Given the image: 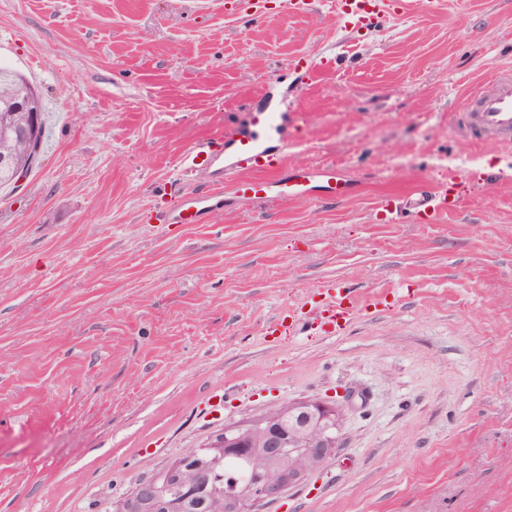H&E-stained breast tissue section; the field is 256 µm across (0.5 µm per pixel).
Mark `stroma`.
Returning a JSON list of instances; mask_svg holds the SVG:
<instances>
[{
    "label": "stroma",
    "mask_w": 512,
    "mask_h": 512,
    "mask_svg": "<svg viewBox=\"0 0 512 512\" xmlns=\"http://www.w3.org/2000/svg\"><path fill=\"white\" fill-rule=\"evenodd\" d=\"M313 2L0 0V62L45 104L40 161L0 197V512H106L305 399L344 407L343 446L259 512H512V145L452 120L512 64V0H401L362 30ZM267 107L285 168L336 165L352 193L227 189L164 223L207 180L180 155ZM445 181L456 211L386 217ZM338 278L385 307L270 331ZM210 197L206 193L182 197L173 209L171 224H203L208 214Z\"/></svg>",
    "instance_id": "35a3bbf8"
}]
</instances>
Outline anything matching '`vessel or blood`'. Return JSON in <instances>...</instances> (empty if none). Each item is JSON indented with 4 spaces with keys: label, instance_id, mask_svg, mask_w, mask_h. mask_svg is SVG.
Wrapping results in <instances>:
<instances>
[{
    "label": "vessel or blood",
    "instance_id": "b4317fda",
    "mask_svg": "<svg viewBox=\"0 0 512 512\" xmlns=\"http://www.w3.org/2000/svg\"><path fill=\"white\" fill-rule=\"evenodd\" d=\"M384 7L383 0H336V14L346 23L371 25ZM457 124L472 141L512 143V67L494 69L465 96L462 109L455 114ZM281 116L276 112L251 115L248 131L225 128L216 142H203L188 149L183 157L187 171L208 170L213 184L224 181L225 170L240 172L233 192L252 203L266 205L283 197L307 198L315 185L328 188L331 197H343L352 190L350 181L335 167L280 171L278 165L289 145L282 141ZM208 194L180 198L172 212L176 224H201L208 214ZM461 203L451 188L441 184L423 189L402 202L404 209L423 218L455 211ZM328 294L330 304L313 315L323 332L343 330L355 314L354 299L344 279H336Z\"/></svg>",
    "mask_w": 512,
    "mask_h": 512
}]
</instances>
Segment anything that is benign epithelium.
Returning <instances> with one entry per match:
<instances>
[{
  "label": "benign epithelium",
  "instance_id": "7a95c632",
  "mask_svg": "<svg viewBox=\"0 0 512 512\" xmlns=\"http://www.w3.org/2000/svg\"><path fill=\"white\" fill-rule=\"evenodd\" d=\"M19 112L30 113L27 125L14 136L33 144L37 133L32 98L16 103ZM342 407L308 399L274 406L258 419L224 427L199 448H191L173 459L168 470L172 485L139 482L130 493L113 502V512H161L174 488L191 494L199 486L198 472L226 457H241L253 476L250 492H237L235 480L210 491L211 512H255L264 501L278 498L285 490L305 481L336 455L341 447ZM193 459L189 467L185 461Z\"/></svg>",
  "mask_w": 512,
  "mask_h": 512
}]
</instances>
